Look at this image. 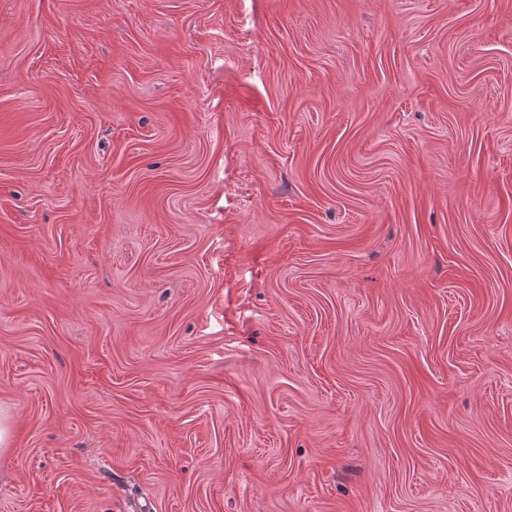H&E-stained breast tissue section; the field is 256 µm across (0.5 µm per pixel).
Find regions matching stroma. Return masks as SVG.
Listing matches in <instances>:
<instances>
[{"mask_svg":"<svg viewBox=\"0 0 512 512\" xmlns=\"http://www.w3.org/2000/svg\"><path fill=\"white\" fill-rule=\"evenodd\" d=\"M0 512H512V0H0Z\"/></svg>","mask_w":512,"mask_h":512,"instance_id":"stroma-1","label":"stroma"}]
</instances>
